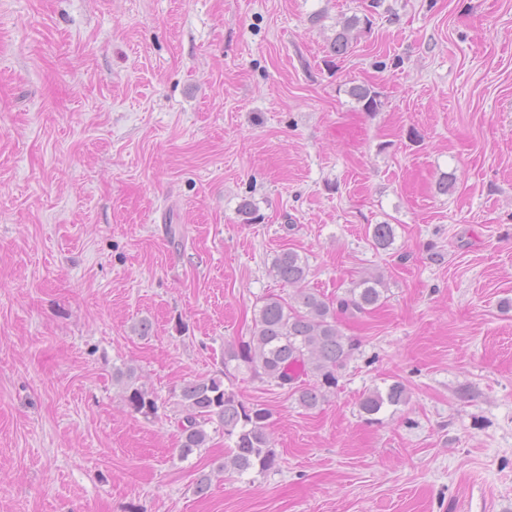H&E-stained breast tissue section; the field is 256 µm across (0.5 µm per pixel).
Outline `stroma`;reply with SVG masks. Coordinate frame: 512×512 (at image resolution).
<instances>
[{"mask_svg": "<svg viewBox=\"0 0 512 512\" xmlns=\"http://www.w3.org/2000/svg\"><path fill=\"white\" fill-rule=\"evenodd\" d=\"M288 249L387 296L316 409L233 371L278 466L224 475L177 394ZM0 512H512V0H0ZM348 93L359 103H362V109L366 112H377L383 106L379 93L370 87L353 85L349 88ZM112 379L123 387L127 405L133 411L140 413L145 418L154 417L157 414L158 405L155 397L142 386L137 385L136 375L132 368H115L112 372ZM408 401V392L402 382L395 381L385 392L374 388L364 393L359 401V410L368 416L378 414L386 406H399Z\"/></svg>", "mask_w": 512, "mask_h": 512, "instance_id": "stroma-1", "label": "stroma"}]
</instances>
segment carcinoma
<instances>
[{
    "label": "carcinoma",
    "instance_id": "obj_1",
    "mask_svg": "<svg viewBox=\"0 0 512 512\" xmlns=\"http://www.w3.org/2000/svg\"><path fill=\"white\" fill-rule=\"evenodd\" d=\"M359 24L356 16L343 21L333 41L336 54L347 51L350 33ZM348 93L362 103L366 112H377L383 106L379 93L367 86L353 85ZM372 236L379 248L387 249L393 244L394 228L387 223L376 224ZM272 272L281 283L297 287L296 294L288 300L278 294L263 298L254 315L251 336L224 348V366L240 361L262 381L291 389L301 407L313 410L324 401L327 392L336 388L338 371L360 347L356 337L341 330L339 317L354 318L372 312L381 305L388 288L382 276L372 274L330 300L312 288L301 287L309 275V264L294 250L277 254L272 260ZM301 374L311 377L312 383L294 385ZM112 379L123 387L127 405L133 411L145 418L157 414L155 397L137 385L132 368L114 369ZM179 397L185 411L178 425L181 457L206 446L211 425L213 432L224 434L234 443L217 466L218 471L242 477L255 469L262 473L276 467L277 455L266 432L267 408L245 405L235 391L225 387L219 374L186 382ZM407 401L405 385L395 381L384 391L374 388L364 393L359 410L373 416L387 406Z\"/></svg>",
    "mask_w": 512,
    "mask_h": 512
}]
</instances>
